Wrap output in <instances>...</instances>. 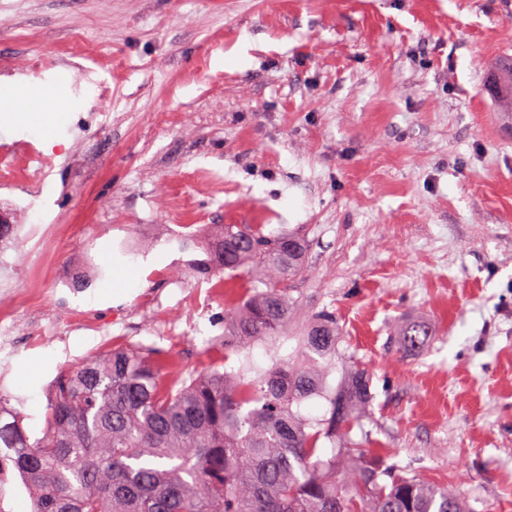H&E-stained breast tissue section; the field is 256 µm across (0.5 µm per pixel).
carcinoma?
I'll return each mask as SVG.
<instances>
[{
    "label": "carcinoma",
    "instance_id": "1",
    "mask_svg": "<svg viewBox=\"0 0 512 512\" xmlns=\"http://www.w3.org/2000/svg\"><path fill=\"white\" fill-rule=\"evenodd\" d=\"M494 87L512 112L511 64ZM307 248L295 233L238 224L207 239L197 273L246 272L254 287L224 313V358L205 373H173L174 359L153 348L110 349L60 371L34 440L0 397V454L30 512H473L351 438L371 381L354 371L323 386L335 313H312L297 348L255 378L226 367L231 354L285 333L299 309L286 283ZM314 397L327 400L324 415L295 411Z\"/></svg>",
    "mask_w": 512,
    "mask_h": 512
}]
</instances>
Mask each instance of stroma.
<instances>
[{
    "instance_id": "1",
    "label": "stroma",
    "mask_w": 512,
    "mask_h": 512,
    "mask_svg": "<svg viewBox=\"0 0 512 512\" xmlns=\"http://www.w3.org/2000/svg\"><path fill=\"white\" fill-rule=\"evenodd\" d=\"M510 56L512 0H0V91L47 81L65 107L48 135L0 127V393L28 434L84 357L221 358L251 277L199 278L178 232L290 228L310 243L293 296L335 312L371 378L352 438L512 512V118L487 90ZM294 346L229 364L253 378Z\"/></svg>"
}]
</instances>
